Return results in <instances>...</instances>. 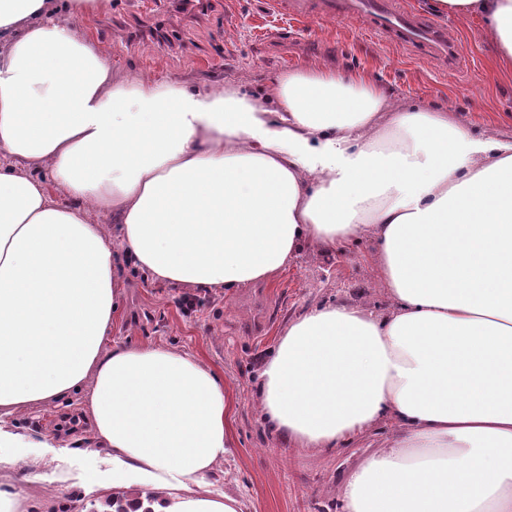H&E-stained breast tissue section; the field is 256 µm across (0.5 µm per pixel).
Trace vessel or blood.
I'll return each instance as SVG.
<instances>
[{
  "instance_id": "b4317fda",
  "label": "vessel or blood",
  "mask_w": 512,
  "mask_h": 512,
  "mask_svg": "<svg viewBox=\"0 0 512 512\" xmlns=\"http://www.w3.org/2000/svg\"><path fill=\"white\" fill-rule=\"evenodd\" d=\"M271 6L296 22L361 19L372 35L394 37L404 48H427L431 55L447 58L449 67L458 71L467 66V59L457 45L449 43L433 24L397 6L395 0H271Z\"/></svg>"
}]
</instances>
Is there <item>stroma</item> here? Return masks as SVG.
Instances as JSON below:
<instances>
[{
    "instance_id": "obj_1",
    "label": "stroma",
    "mask_w": 512,
    "mask_h": 512,
    "mask_svg": "<svg viewBox=\"0 0 512 512\" xmlns=\"http://www.w3.org/2000/svg\"><path fill=\"white\" fill-rule=\"evenodd\" d=\"M399 5L457 40L464 72L367 35L362 24L314 19L297 28L267 11L263 0H110L106 11L83 18L82 31L101 44L120 76L152 80L193 76L215 86L236 82L263 94L275 77L307 64L364 73L391 96L418 110H448L475 137L512 136V73L495 60L479 25L466 17L435 16L427 0ZM126 271L123 301L109 331L112 344H153L195 355L224 379L231 448L201 490L235 495L242 512H341L349 475L395 428L383 422L344 448H296L270 430L258 401L259 373L288 321L319 304L387 305L377 282L373 245L363 239L336 252L305 248L271 283L227 294H188ZM29 435L28 448L0 450V490L23 512H89L112 493L106 453L95 445L79 403L43 404L10 419Z\"/></svg>"
}]
</instances>
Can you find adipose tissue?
<instances>
[{"instance_id":"1","label":"adipose tissue","mask_w":512,"mask_h":512,"mask_svg":"<svg viewBox=\"0 0 512 512\" xmlns=\"http://www.w3.org/2000/svg\"><path fill=\"white\" fill-rule=\"evenodd\" d=\"M109 3L0 0V417L82 399L113 486L165 489L152 512H241L193 490L230 446L224 380L109 344L122 274L233 292L367 238L388 311L292 319L262 364L266 424L327 450L395 426L344 512H512V138L322 66L262 96L116 76L76 27ZM431 8L477 18L512 67V0Z\"/></svg>"}]
</instances>
